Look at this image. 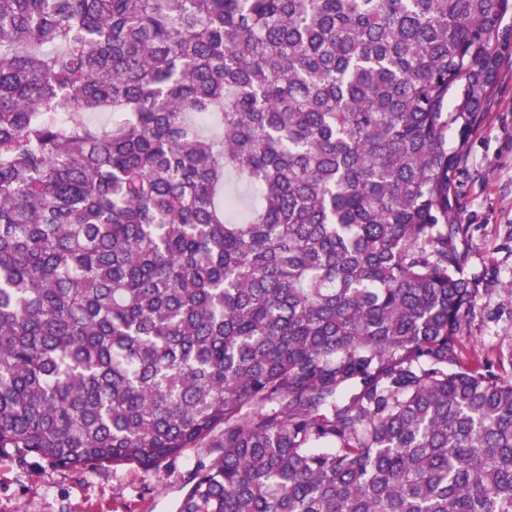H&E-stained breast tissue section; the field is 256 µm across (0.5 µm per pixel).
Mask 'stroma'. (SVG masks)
<instances>
[{"label":"stroma","instance_id":"35a3bbf8","mask_svg":"<svg viewBox=\"0 0 512 512\" xmlns=\"http://www.w3.org/2000/svg\"><path fill=\"white\" fill-rule=\"evenodd\" d=\"M454 171L458 217L469 241L465 277L475 307L462 328V358L488 359L512 375V54L500 62L496 86L467 135ZM197 450L151 470L104 467L92 473L55 468L36 456H0V512H176L196 469Z\"/></svg>","mask_w":512,"mask_h":512}]
</instances>
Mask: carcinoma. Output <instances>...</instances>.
I'll list each match as a JSON object with an SVG mask.
<instances>
[{
  "mask_svg": "<svg viewBox=\"0 0 512 512\" xmlns=\"http://www.w3.org/2000/svg\"><path fill=\"white\" fill-rule=\"evenodd\" d=\"M511 18L0 0V452L216 454L176 512H512L452 179Z\"/></svg>",
  "mask_w": 512,
  "mask_h": 512,
  "instance_id": "obj_1",
  "label": "carcinoma"
}]
</instances>
